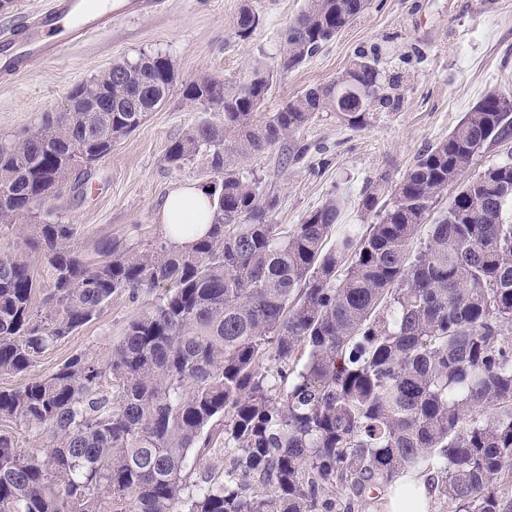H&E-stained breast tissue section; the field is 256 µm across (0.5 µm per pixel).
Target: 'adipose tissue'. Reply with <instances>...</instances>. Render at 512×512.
<instances>
[{
	"label": "adipose tissue",
	"instance_id": "obj_1",
	"mask_svg": "<svg viewBox=\"0 0 512 512\" xmlns=\"http://www.w3.org/2000/svg\"><path fill=\"white\" fill-rule=\"evenodd\" d=\"M161 217L172 244L183 248L193 244L196 234L205 233L211 221L207 188L191 185L172 193L162 208ZM184 224L196 225V234L181 232L180 227Z\"/></svg>",
	"mask_w": 512,
	"mask_h": 512
}]
</instances>
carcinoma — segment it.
<instances>
[{"mask_svg":"<svg viewBox=\"0 0 512 512\" xmlns=\"http://www.w3.org/2000/svg\"><path fill=\"white\" fill-rule=\"evenodd\" d=\"M369 5L307 0L284 34L282 70ZM258 21L243 8L237 35ZM379 64L361 52L341 79L259 123L270 88L263 65L238 85L207 76L187 84V100L224 112V129L195 127L165 154L179 168L205 147L217 174L212 224L186 249L106 246L90 264L74 249L75 225L37 214L164 102L168 58L115 64L67 95L80 107L110 99V112H47L0 141V230L22 225L19 245L0 254V374L29 371L116 292L170 286L128 324L110 361L73 355L48 376L0 389V512H359L430 460L455 512H512L498 489L512 465V156L464 185L408 253L439 194L476 155L512 140V96L483 97L417 157L390 200L365 190L362 208L380 220L331 248L336 200L289 228L274 224L275 195L221 148L230 139L239 156L260 152L320 112L360 128L379 108L399 111L400 77L384 78ZM13 425L50 433V446L20 448ZM219 432L238 454L186 493L188 453Z\"/></svg>","mask_w":512,"mask_h":512,"instance_id":"obj_1","label":"carcinoma"}]
</instances>
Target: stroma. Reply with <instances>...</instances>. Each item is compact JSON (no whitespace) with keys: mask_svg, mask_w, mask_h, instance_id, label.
Segmentation results:
<instances>
[{"mask_svg":"<svg viewBox=\"0 0 512 512\" xmlns=\"http://www.w3.org/2000/svg\"><path fill=\"white\" fill-rule=\"evenodd\" d=\"M251 6L259 23L249 38L236 34V20ZM306 0H158L148 9L113 19L111 26L79 42L58 60H32L13 76H0V140L36 128L43 112L61 111L68 91L123 60L162 54L176 80L165 103L133 132L114 141L111 153L81 187L51 198L53 218L77 227L74 248L87 262L99 259L101 242L140 250L165 240L161 208L169 194L215 180L206 154L181 168H169L167 146L202 124L223 126L224 115L188 101L186 84L203 76L228 83L244 81L255 61L273 80L264 106L265 119L306 89L336 81L355 55L377 50L385 75H400L403 105L396 112L367 114L354 129L335 113L322 112L297 134L275 147L240 157L243 176L277 197L273 221L301 223L327 199L338 198L337 231H359L376 215L361 206L366 186L393 190L429 146L447 137L466 112L486 94H512V0H371L369 8L299 67L280 68L282 35ZM307 145L296 164L287 163L292 142ZM512 154V142L477 155L438 196L430 216L438 218L463 184L488 165ZM163 294L141 289L137 297L120 291L90 324L50 347L38 358L35 373L47 375L70 356L88 354L106 362L129 322L152 310Z\"/></svg>","mask_w":512,"mask_h":512,"instance_id":"1","label":"stroma"}]
</instances>
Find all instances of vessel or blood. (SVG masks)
Returning <instances> with one entry per match:
<instances>
[{
	"instance_id": "obj_1",
	"label": "vessel or blood",
	"mask_w": 512,
	"mask_h": 512,
	"mask_svg": "<svg viewBox=\"0 0 512 512\" xmlns=\"http://www.w3.org/2000/svg\"><path fill=\"white\" fill-rule=\"evenodd\" d=\"M130 0H47L40 10L25 14L0 35V67L19 72L33 58H60L79 39L100 31L112 15L131 10Z\"/></svg>"
}]
</instances>
